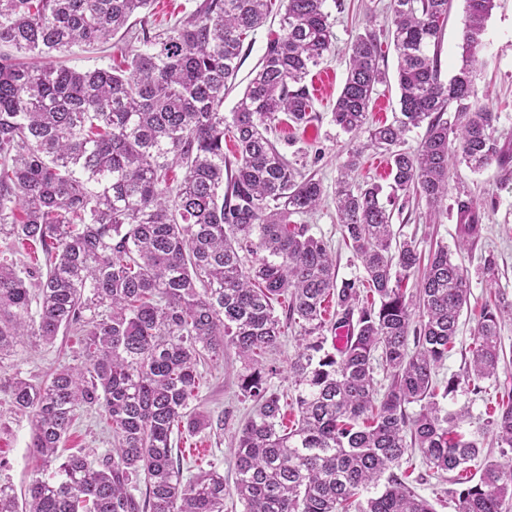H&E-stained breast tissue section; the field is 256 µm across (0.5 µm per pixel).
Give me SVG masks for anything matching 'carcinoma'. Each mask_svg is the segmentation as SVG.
<instances>
[{"label":"carcinoma","instance_id":"1","mask_svg":"<svg viewBox=\"0 0 512 512\" xmlns=\"http://www.w3.org/2000/svg\"><path fill=\"white\" fill-rule=\"evenodd\" d=\"M152 2L0 0V47H9L0 50V242L11 254L30 242L45 257L23 270L0 257V357L24 336L50 344L74 326L85 358L40 384L8 379L14 410L32 414L33 454L51 475L28 487L23 511L0 484V512H224V475L211 469L183 480L172 434L212 427L187 411L188 401L198 365L226 347L242 359L239 388L254 402L234 448L244 512H435L391 469L410 447L437 474L463 471L482 453L480 438L458 432L465 412L437 400L460 379H434L470 290L453 252L469 249L482 217L474 199L456 197L455 250L426 256L397 240L393 218L398 201L414 195L438 219L458 162L474 172L512 162L496 136L498 115L477 104L474 83L496 0H465L462 65L446 81L440 47L452 0H390L400 116L389 124L369 122L376 87L387 81L376 35L360 34L348 48L333 121L368 137L348 151L336 210L365 272V299L356 281H338L327 246L291 220L320 206L323 187L270 138L280 115L300 124L312 110L305 79L334 47L327 0H287L279 32L227 114L243 42L265 24L272 0H203L149 36L128 21ZM122 28L119 65L41 64ZM422 126L418 147L402 148ZM366 149L388 155L387 194L352 177ZM176 167L185 169L180 182ZM246 253L255 256L248 266ZM416 272L408 296L403 283ZM286 293L288 323L301 328L289 363L298 415L289 429L268 384L277 368L266 359L285 336L273 303ZM330 298L333 327L348 328L345 346L332 351L320 335ZM499 313L495 303L481 307L470 381L497 374ZM377 351L392 369L382 394ZM412 403L420 410L410 417ZM80 408L112 429V452L101 459L58 454ZM490 424L503 460L487 461L477 483L455 492L456 512H503L512 500V395ZM140 484L138 498L131 488Z\"/></svg>","mask_w":512,"mask_h":512}]
</instances>
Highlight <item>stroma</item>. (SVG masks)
I'll return each instance as SVG.
<instances>
[{"mask_svg":"<svg viewBox=\"0 0 512 512\" xmlns=\"http://www.w3.org/2000/svg\"><path fill=\"white\" fill-rule=\"evenodd\" d=\"M388 3L389 0H328L336 40L332 52L306 78L312 99L309 120L302 124L282 120L275 137L278 150L288 161L296 163L304 174L319 180L323 186L320 207L311 214L296 216L295 221L307 225L311 235L329 244L336 260V274L341 280L363 278L364 270L344 244L336 218V179L351 144L349 135L333 123L332 110L346 78L348 46L356 36L372 32L382 45L380 66L388 72L389 80L378 86L373 96L371 119L376 123L389 122L398 112L399 90L394 78L397 58L387 38ZM463 15L464 0H453L442 35L441 68L446 77L451 76L461 63ZM278 27V15H271L266 27L245 39L244 62L235 88L224 98L225 109H232L243 93L252 70L265 51L269 31ZM479 59L476 72L479 103L497 112L499 142L512 149V0H497L486 22ZM461 191L468 192L479 204L482 229L462 256L471 293L468 307L462 312L454 346L447 361L439 368L438 377L445 381L450 376L463 375L480 308L486 300H497L503 315L502 352L496 377L476 385L461 383L457 391L442 402L446 411L466 410L467 416L460 424L461 432L469 436L483 435L485 454L496 459L500 450L488 421L503 395L512 392V164L502 167L494 163L478 173L462 164L452 168L449 193L454 196ZM394 229L401 237L415 239L423 249L435 242L450 245L458 233L456 212L448 210L433 224L429 221L426 204L412 200L405 203ZM83 362L81 338L76 331L68 330L59 332L50 344L24 338L10 356L0 360V375L7 378L16 375L36 384L58 365L79 366ZM242 370L243 364L234 349H225L223 360L208 368L199 389L190 399V410L214 419L223 418L224 427L220 430L208 428L193 435L175 434L174 444L181 450L184 477L213 466L223 473L225 484H233L234 467L229 448L253 409L252 401L238 388ZM30 438V417L16 413L6 390L1 389L0 483L12 485L19 495L40 476L29 446ZM111 448L112 433L101 417L95 412L79 409L64 452L82 449L100 457ZM396 473L407 478L414 491L426 498L436 512H455L449 475L432 473L415 454L411 455L409 464L400 465Z\"/></svg>","mask_w":512,"mask_h":512,"instance_id":"1","label":"stroma"}]
</instances>
